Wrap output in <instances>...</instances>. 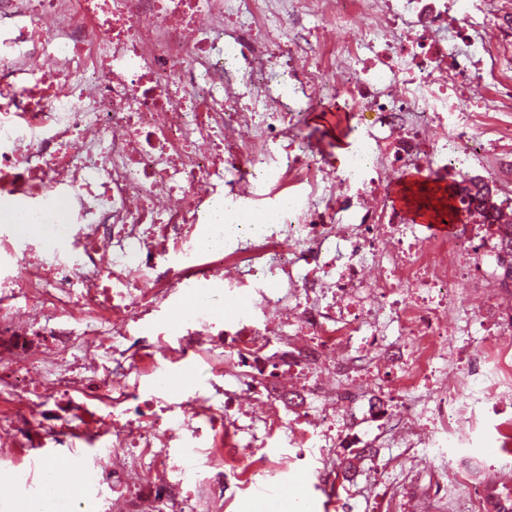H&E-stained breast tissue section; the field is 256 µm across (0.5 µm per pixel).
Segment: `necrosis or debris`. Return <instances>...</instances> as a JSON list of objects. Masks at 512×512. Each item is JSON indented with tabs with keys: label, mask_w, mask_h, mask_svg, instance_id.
Returning <instances> with one entry per match:
<instances>
[{
	"label": "necrosis or debris",
	"mask_w": 512,
	"mask_h": 512,
	"mask_svg": "<svg viewBox=\"0 0 512 512\" xmlns=\"http://www.w3.org/2000/svg\"><path fill=\"white\" fill-rule=\"evenodd\" d=\"M510 14L512 0H0V198L27 200L44 224L66 202L79 253L52 261L55 238L19 253L23 233L0 235L6 370L49 369L43 398L69 393L64 351L32 354L26 339L76 336L92 362L79 392L98 399L114 321L220 280L231 341L209 350L240 387L203 399L211 429L259 393L265 427L305 425L331 448L465 447L482 402L512 396L496 227L424 233L391 188L415 168L512 172ZM331 90L340 111L373 115L344 162L302 133ZM260 187L278 223H244ZM217 202L234 234L184 260ZM471 293L484 339L457 350L466 370L452 375L448 339L471 335ZM283 375L292 422L270 387ZM176 440L217 445L183 412L112 433L116 448ZM407 480L416 512L482 510L467 466L413 464Z\"/></svg>",
	"instance_id": "1"
}]
</instances>
